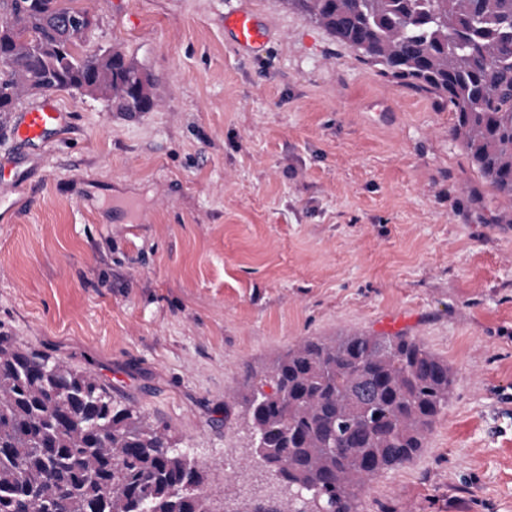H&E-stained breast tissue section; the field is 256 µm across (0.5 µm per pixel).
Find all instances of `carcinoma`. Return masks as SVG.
Here are the masks:
<instances>
[{
  "label": "carcinoma",
  "instance_id": "cac0c4a2",
  "mask_svg": "<svg viewBox=\"0 0 512 512\" xmlns=\"http://www.w3.org/2000/svg\"><path fill=\"white\" fill-rule=\"evenodd\" d=\"M80 0H0V112L81 89L119 112L157 106L152 77L83 49ZM381 75L448 102L471 166L512 211V0H283ZM455 373L410 336L305 338L246 374L255 467L296 494L259 512H353L357 492L416 457ZM201 468L167 430L78 372L0 335V512H210Z\"/></svg>",
  "mask_w": 512,
  "mask_h": 512
}]
</instances>
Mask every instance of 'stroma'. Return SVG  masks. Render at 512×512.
Instances as JSON below:
<instances>
[{
	"mask_svg": "<svg viewBox=\"0 0 512 512\" xmlns=\"http://www.w3.org/2000/svg\"><path fill=\"white\" fill-rule=\"evenodd\" d=\"M161 107L56 91L61 140L0 117V333L94 373L205 468L211 512L291 496L255 469L246 370L300 340L404 334L455 371L427 446L357 512H512V224L455 117L282 0H82ZM269 39L241 50L226 13Z\"/></svg>",
	"mask_w": 512,
	"mask_h": 512,
	"instance_id": "obj_1",
	"label": "stroma"
}]
</instances>
